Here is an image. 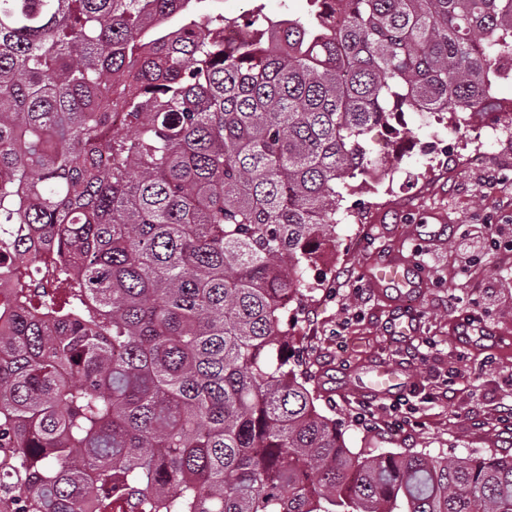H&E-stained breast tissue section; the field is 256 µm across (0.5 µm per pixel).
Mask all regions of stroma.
<instances>
[{
    "instance_id": "stroma-1",
    "label": "stroma",
    "mask_w": 512,
    "mask_h": 512,
    "mask_svg": "<svg viewBox=\"0 0 512 512\" xmlns=\"http://www.w3.org/2000/svg\"><path fill=\"white\" fill-rule=\"evenodd\" d=\"M259 5L277 20L308 10L307 0H221L220 8L233 18ZM405 121L417 142L401 160L388 158L380 132L369 135L387 175L345 199L348 217L336 226V251L311 271L320 286L305 295L289 327L306 339L297 358L352 450L511 455L512 422L503 420L502 409L512 403V241L467 254L460 245L486 225H512V145L485 142L475 158L468 139L434 119L410 110ZM445 142L461 162L442 153ZM394 249L412 256L427 283L408 336L393 332L397 307L363 274L370 259ZM470 316L496 328L500 343L461 347L450 323ZM370 366L400 370L403 389L369 397L356 392V376ZM449 376L452 389L439 395ZM368 399L373 412L362 424L357 413ZM401 402L412 417L396 431L389 406Z\"/></svg>"
}]
</instances>
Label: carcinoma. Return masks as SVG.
Instances as JSON below:
<instances>
[{
	"mask_svg": "<svg viewBox=\"0 0 512 512\" xmlns=\"http://www.w3.org/2000/svg\"><path fill=\"white\" fill-rule=\"evenodd\" d=\"M310 5L0 0V483L26 512H512V455L354 453L288 357L368 131L482 112L512 0ZM227 17H238L262 4L264 12L274 19L304 17L308 10L306 0H222L216 3Z\"/></svg>",
	"mask_w": 512,
	"mask_h": 512,
	"instance_id": "1",
	"label": "carcinoma"
}]
</instances>
